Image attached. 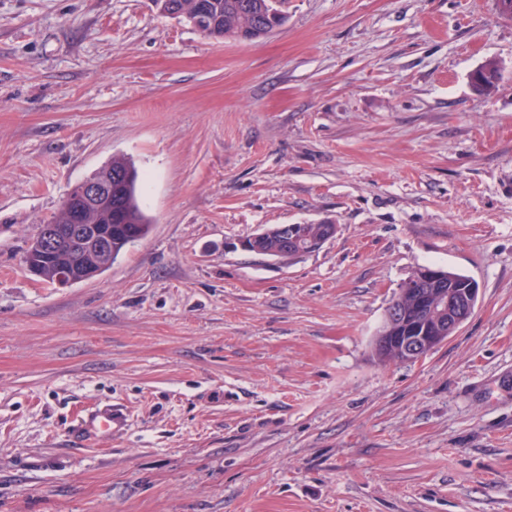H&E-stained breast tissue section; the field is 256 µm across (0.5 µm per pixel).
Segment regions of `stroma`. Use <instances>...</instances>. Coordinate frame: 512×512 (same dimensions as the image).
Instances as JSON below:
<instances>
[{
	"mask_svg": "<svg viewBox=\"0 0 512 512\" xmlns=\"http://www.w3.org/2000/svg\"><path fill=\"white\" fill-rule=\"evenodd\" d=\"M282 10L233 41L152 0H0V512H512V16ZM116 155L148 235L89 281L30 274L38 225ZM328 221L290 263L239 246ZM424 265L477 307L380 363ZM115 402L123 432L73 442Z\"/></svg>",
	"mask_w": 512,
	"mask_h": 512,
	"instance_id": "obj_1",
	"label": "stroma"
}]
</instances>
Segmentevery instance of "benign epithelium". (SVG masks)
Segmentation results:
<instances>
[{
  "label": "benign epithelium",
  "mask_w": 512,
  "mask_h": 512,
  "mask_svg": "<svg viewBox=\"0 0 512 512\" xmlns=\"http://www.w3.org/2000/svg\"><path fill=\"white\" fill-rule=\"evenodd\" d=\"M64 209L70 212L71 224H46L40 233L37 249L25 257L26 269L40 276L42 265L53 258L59 248L71 245L84 254H92L99 262H81L60 273L55 284L65 287L90 280L99 275L102 260L112 255V227L107 224H89L88 214L106 206H112V171H104L76 185L65 197ZM418 287L412 289L415 296L413 310L394 301L386 310L390 323L400 328L397 336H385L379 345L389 349L397 347L411 359H419L432 349L446 342L472 314L471 299L478 289L446 287L438 272L424 269L417 279ZM445 291L446 301L438 315L423 323L413 321L428 310L429 293Z\"/></svg>",
  "instance_id": "7a95c632"
}]
</instances>
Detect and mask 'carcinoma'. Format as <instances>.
Masks as SVG:
<instances>
[{
	"label": "carcinoma",
	"mask_w": 512,
	"mask_h": 512,
	"mask_svg": "<svg viewBox=\"0 0 512 512\" xmlns=\"http://www.w3.org/2000/svg\"><path fill=\"white\" fill-rule=\"evenodd\" d=\"M175 2L181 9V18L193 21L202 11L218 20L214 28L206 27L207 35L232 39L255 40L265 37L271 28L279 25L283 17L269 18L267 0H154L157 8L164 14H170V2ZM112 204L119 205V216L112 218V258H117L130 245V235L135 240L144 237L150 228L148 217L140 209L136 198L138 174L131 161L123 156L112 157ZM320 233V225H303L295 243L288 246V260H294L308 253L306 245ZM256 249L262 256L271 255L282 250V243L277 227L262 230Z\"/></svg>",
	"instance_id": "1"
}]
</instances>
